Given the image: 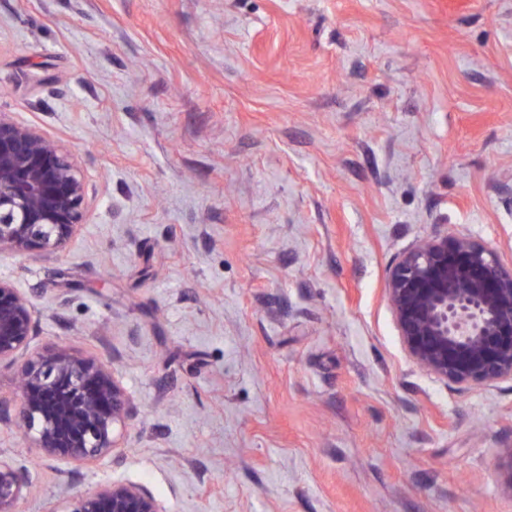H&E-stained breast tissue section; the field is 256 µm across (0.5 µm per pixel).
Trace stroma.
Listing matches in <instances>:
<instances>
[{
	"label": "stroma",
	"mask_w": 512,
	"mask_h": 512,
	"mask_svg": "<svg viewBox=\"0 0 512 512\" xmlns=\"http://www.w3.org/2000/svg\"><path fill=\"white\" fill-rule=\"evenodd\" d=\"M88 186L59 251H0L32 347L131 393L125 446L34 458L0 364L19 512L123 481L167 512H512V380L408 357L401 252L462 233L512 260V0H0V113Z\"/></svg>",
	"instance_id": "stroma-1"
}]
</instances>
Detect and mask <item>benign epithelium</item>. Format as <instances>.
Here are the masks:
<instances>
[{
  "mask_svg": "<svg viewBox=\"0 0 512 512\" xmlns=\"http://www.w3.org/2000/svg\"><path fill=\"white\" fill-rule=\"evenodd\" d=\"M88 188L72 156L34 128L0 113V251L56 250L75 236ZM386 297L409 358L462 390L512 379V264L466 234H438L403 251ZM33 309L0 279V363L29 347ZM17 426L44 459L91 467L123 445L133 401L112 367L59 343L22 364ZM497 469L512 495V448ZM25 479L0 458V512H18ZM66 512H166L139 485L107 481L78 491Z\"/></svg>",
  "mask_w": 512,
  "mask_h": 512,
  "instance_id": "obj_1",
  "label": "benign epithelium"
}]
</instances>
